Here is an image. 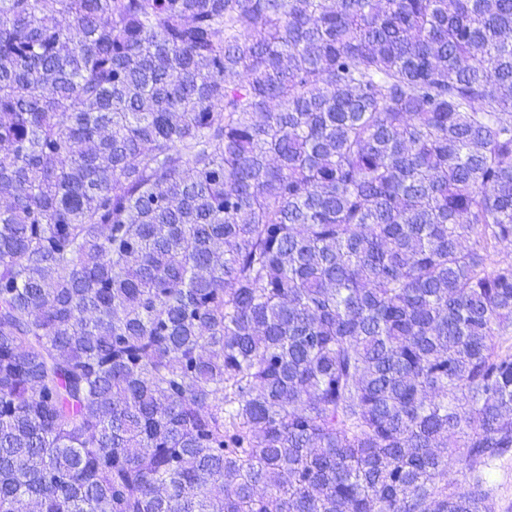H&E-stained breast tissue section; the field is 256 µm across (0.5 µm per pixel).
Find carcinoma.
Returning <instances> with one entry per match:
<instances>
[{"mask_svg": "<svg viewBox=\"0 0 512 512\" xmlns=\"http://www.w3.org/2000/svg\"><path fill=\"white\" fill-rule=\"evenodd\" d=\"M502 246L512 0H0V512H496Z\"/></svg>", "mask_w": 512, "mask_h": 512, "instance_id": "cac0c4a2", "label": "carcinoma"}]
</instances>
